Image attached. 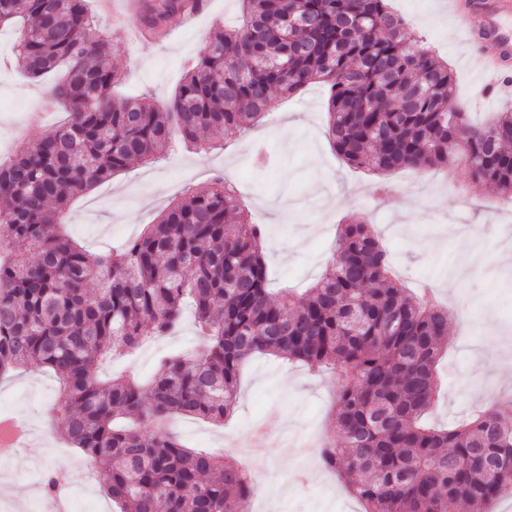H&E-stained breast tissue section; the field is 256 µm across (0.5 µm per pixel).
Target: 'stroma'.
Returning <instances> with one entry per match:
<instances>
[{"label": "stroma", "instance_id": "35a3bbf8", "mask_svg": "<svg viewBox=\"0 0 512 512\" xmlns=\"http://www.w3.org/2000/svg\"><path fill=\"white\" fill-rule=\"evenodd\" d=\"M130 0H112L126 12L123 26H114L101 0L89 6L108 36L113 62L122 79L118 94L149 93L167 102L180 84L187 63L214 31L238 25V0H207V6L184 28L168 35L143 38L140 11H128ZM408 23L410 37L422 40L452 69L456 103L467 107L474 123L512 108V92L486 90V80L469 62L472 45L447 13L443 0H392ZM46 103L41 87L16 67L0 68V155L13 154L31 140L38 127L29 122V105ZM327 130L326 91L308 86L293 98L275 97L271 111L245 133L227 138L224 148L195 153L174 145L154 163H132L125 171L73 200L65 231L85 249L99 253L138 236L155 223L162 210L186 189L209 187L214 172L242 185L241 202L252 219L267 228L265 255L273 291H303L321 275L333 250L339 224L357 219L373 225L400 272L406 288L421 282L438 287L458 277L453 330L443 342L438 366L437 402L427 420L449 426L469 416L484 396L507 397L512 385L488 372L476 374L473 364L488 344H499L512 357V269L503 268L494 250L502 232L512 233V208H504L492 188L467 179L463 171H396L388 176L392 193L373 198L376 175L347 165L331 146ZM475 226L483 250L478 265L461 270L456 261L457 230ZM198 343L192 314H185L176 334L138 348L129 356L105 361L108 378L127 371L147 379L156 360ZM338 382L310 374L301 365H287L273 356H257L241 372L240 397L224 423L177 418L172 429L189 448L235 455L240 428H266L263 476L253 482L251 512H364L362 502L345 480L326 470L297 487L301 456L283 457V448H297L316 439L333 442L332 424ZM25 418L30 438L23 449L0 451V464L12 480L13 493L0 490V512H27L31 485L24 475L40 463L71 469L85 486L92 512H112V501L93 476L94 466L61 436L63 407L59 383L36 366L0 377V414Z\"/></svg>", "mask_w": 512, "mask_h": 512}]
</instances>
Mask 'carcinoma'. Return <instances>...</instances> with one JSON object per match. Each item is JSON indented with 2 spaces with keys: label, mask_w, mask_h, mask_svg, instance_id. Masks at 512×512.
<instances>
[{
  "label": "carcinoma",
  "mask_w": 512,
  "mask_h": 512,
  "mask_svg": "<svg viewBox=\"0 0 512 512\" xmlns=\"http://www.w3.org/2000/svg\"><path fill=\"white\" fill-rule=\"evenodd\" d=\"M238 27L213 35L165 104L115 98L120 73L88 0H0L19 24L25 74L68 119L0 159V376L28 364L57 378L66 440L94 464L120 512H248L251 482L232 457L193 451L166 423H222L255 354L339 381L320 465L348 478L366 512L488 507L512 489V407L451 428L422 423L438 392L448 308L412 295L367 224H344L325 272L304 293L273 298L264 225L221 171L209 190L172 201L121 248L92 254L60 234L71 197L181 140L198 150L248 130L273 92L327 88V135L350 166L384 177L459 165L512 200V110L485 125L449 107L448 64L406 32L389 0H240ZM200 0H146L147 29L194 14ZM192 300L200 351L161 356L147 383L104 380L99 365L179 326ZM150 428L145 437L141 427Z\"/></svg>",
  "instance_id": "carcinoma-1"
}]
</instances>
